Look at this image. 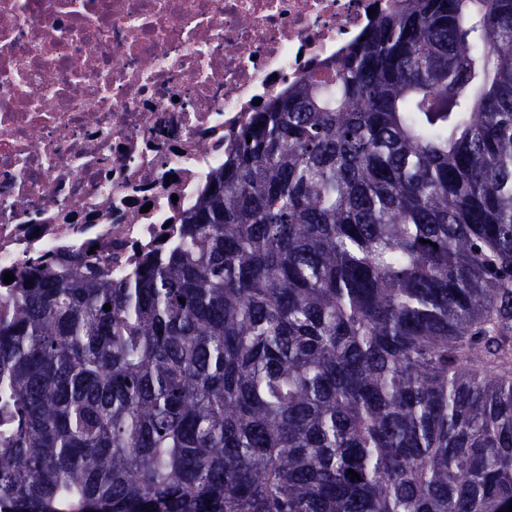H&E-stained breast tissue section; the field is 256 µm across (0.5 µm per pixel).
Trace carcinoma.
<instances>
[{
  "label": "carcinoma",
  "instance_id": "obj_1",
  "mask_svg": "<svg viewBox=\"0 0 512 512\" xmlns=\"http://www.w3.org/2000/svg\"><path fill=\"white\" fill-rule=\"evenodd\" d=\"M364 36L256 110L176 246L9 289L0 512L509 508L512 0Z\"/></svg>",
  "mask_w": 512,
  "mask_h": 512
}]
</instances>
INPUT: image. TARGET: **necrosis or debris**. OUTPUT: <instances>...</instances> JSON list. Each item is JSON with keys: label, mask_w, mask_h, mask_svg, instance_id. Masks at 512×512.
Instances as JSON below:
<instances>
[{"label": "necrosis or debris", "mask_w": 512, "mask_h": 512, "mask_svg": "<svg viewBox=\"0 0 512 512\" xmlns=\"http://www.w3.org/2000/svg\"><path fill=\"white\" fill-rule=\"evenodd\" d=\"M393 0H0V277L73 257L130 276L224 153Z\"/></svg>", "instance_id": "4bbe7bcc"}]
</instances>
